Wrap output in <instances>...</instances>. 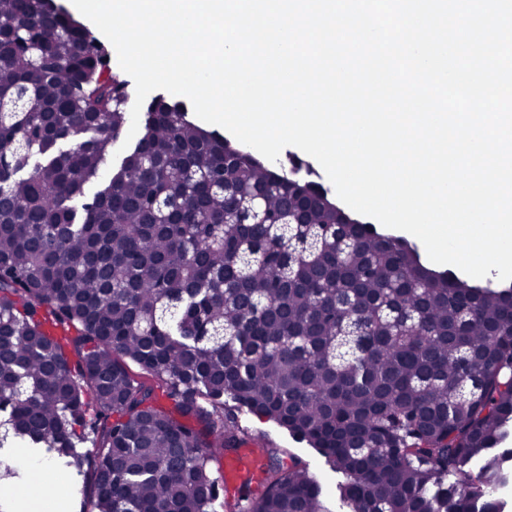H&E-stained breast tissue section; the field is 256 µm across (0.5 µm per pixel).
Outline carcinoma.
<instances>
[{"label":"carcinoma","instance_id":"obj_1","mask_svg":"<svg viewBox=\"0 0 512 512\" xmlns=\"http://www.w3.org/2000/svg\"><path fill=\"white\" fill-rule=\"evenodd\" d=\"M126 85L51 0H0V458L84 471L91 512H214L231 401L315 448L346 512H504L512 287L344 222L163 95L88 195ZM226 188L304 223L227 221ZM261 469L227 512H332L285 449Z\"/></svg>","mask_w":512,"mask_h":512}]
</instances>
